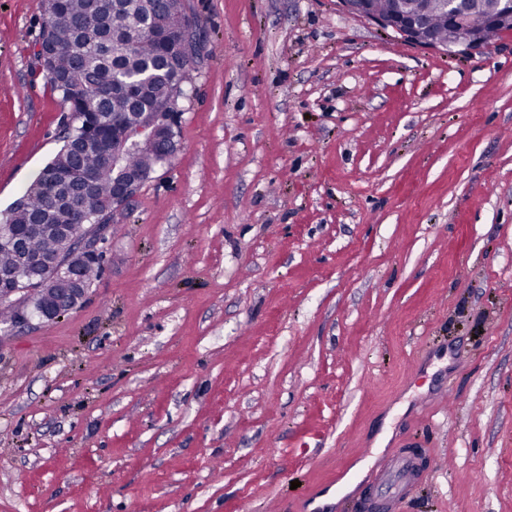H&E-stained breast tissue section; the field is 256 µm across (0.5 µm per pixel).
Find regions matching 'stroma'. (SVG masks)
Returning <instances> with one entry per match:
<instances>
[{
    "label": "stroma",
    "instance_id": "35a3bbf8",
    "mask_svg": "<svg viewBox=\"0 0 512 512\" xmlns=\"http://www.w3.org/2000/svg\"><path fill=\"white\" fill-rule=\"evenodd\" d=\"M179 152L84 304L0 338V512H512V30L446 55L340 0H187ZM0 0V214L61 148ZM419 478L420 473L412 457L405 452H399L392 464L382 472L376 482L377 487L387 486L389 488L388 492L385 494L376 493L374 498L367 497L360 504L366 510L394 509L401 511L407 488L413 482H417Z\"/></svg>",
    "mask_w": 512,
    "mask_h": 512
}]
</instances>
